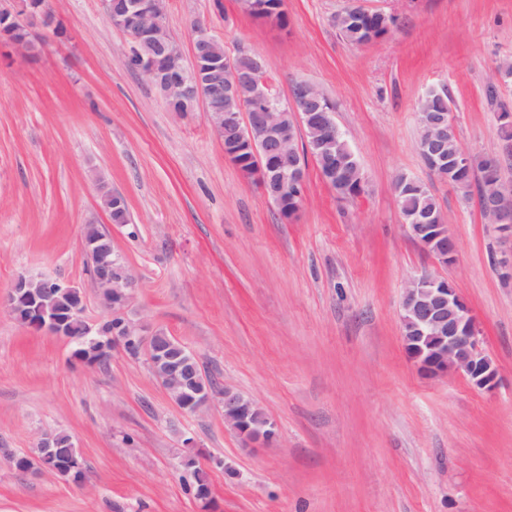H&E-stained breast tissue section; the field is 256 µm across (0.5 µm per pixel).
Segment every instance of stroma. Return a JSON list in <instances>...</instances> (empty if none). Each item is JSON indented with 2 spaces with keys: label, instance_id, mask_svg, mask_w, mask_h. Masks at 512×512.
I'll list each match as a JSON object with an SVG mask.
<instances>
[{
  "label": "stroma",
  "instance_id": "1",
  "mask_svg": "<svg viewBox=\"0 0 512 512\" xmlns=\"http://www.w3.org/2000/svg\"><path fill=\"white\" fill-rule=\"evenodd\" d=\"M67 38L36 34L28 57L0 46V295L19 274L83 287L103 307L83 251L84 227L108 228L139 280L128 314L186 344L215 383L254 398L279 427L246 448L218 403L172 406L144 358L114 351L83 366L71 345L0 313V449L32 454L42 433L69 434L82 482L19 472L0 456V512H512V281L498 266L512 239L485 224L425 165L416 112L446 88L462 145L496 159L512 81L485 89L512 58V0H363L395 13L386 38L352 46L330 24L345 0H284L287 27L238 0H167L166 26L191 54L204 20L228 53L261 55L283 101L319 86L335 104L366 176L337 199L308 165L304 202L282 220L224 156L203 108L168 112L128 65L129 38L103 0H52ZM128 204L110 223L91 176ZM405 172L437 199L457 242L443 266L407 233L393 191ZM453 279L499 368L491 392L431 377L401 340L408 281ZM192 438L211 500L189 491Z\"/></svg>",
  "mask_w": 512,
  "mask_h": 512
}]
</instances>
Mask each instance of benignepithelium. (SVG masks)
<instances>
[{
	"mask_svg": "<svg viewBox=\"0 0 512 512\" xmlns=\"http://www.w3.org/2000/svg\"><path fill=\"white\" fill-rule=\"evenodd\" d=\"M15 9L8 15L23 20L33 29H54L58 21L54 11L43 3L41 8L31 6V0H14ZM106 14L112 16V25L124 26L134 21L142 26L158 28L166 17V0H104ZM138 71L156 87L163 98L190 106L207 103L212 91H204L199 70L188 76L179 69H163L152 51L142 55ZM325 94L315 85H304V102L315 105L319 116L318 127L330 133L336 126L334 113L325 108ZM282 113L275 110L258 112L253 122H247L242 139L252 149L251 169L263 194L273 203H279L275 185L286 182L301 173L296 164H288V154L299 152L288 143V133L281 130ZM448 133V124L424 121L420 124L419 142L426 143ZM484 195L492 203L482 207L485 223L508 233L512 239V194L497 182L484 188ZM409 235L430 252L444 266L456 261V242L450 236L449 225L429 224L424 216H416L407 225ZM101 228L85 225L83 242L96 246L98 273L95 281L104 306L112 313V330L102 328V322L85 318L86 298L79 286L49 277L20 276L10 292L0 297V311L7 312L15 321L35 330H45L71 342L82 338L70 336L75 321L86 325L85 335L95 337L104 348L123 350L133 347L147 357L150 367L167 362L161 386L173 404L184 413H195L206 406L214 396L222 398L224 425L240 438L242 446L270 445L278 441L277 424L251 397L226 384L217 391L196 389L200 377L190 369L198 363L196 355L176 338L162 343L157 331L144 321L131 319L127 310L135 297L137 279L128 266L111 249L99 246V236L93 231ZM70 297L69 306L62 311L45 312L44 302L51 290ZM401 335L408 357L430 375H462L479 389H492L498 369L479 347L480 330L466 300L453 281L424 274L413 278L404 289L401 313Z\"/></svg>",
	"mask_w": 512,
	"mask_h": 512,
	"instance_id": "1",
	"label": "benign epithelium"
}]
</instances>
